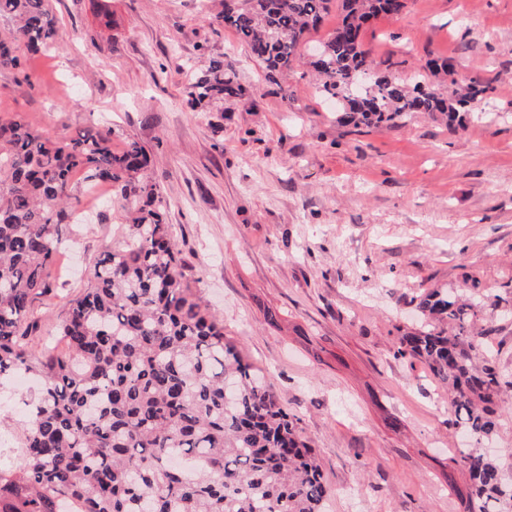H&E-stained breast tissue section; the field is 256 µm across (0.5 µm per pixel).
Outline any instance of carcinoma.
<instances>
[{
    "label": "carcinoma",
    "mask_w": 512,
    "mask_h": 512,
    "mask_svg": "<svg viewBox=\"0 0 512 512\" xmlns=\"http://www.w3.org/2000/svg\"><path fill=\"white\" fill-rule=\"evenodd\" d=\"M407 0H222L214 20L233 30L268 78L303 63L310 32L332 11L336 27L310 65L317 89L344 102L357 129L397 124L412 112L440 114L454 128L488 86L457 87L448 60L427 61L448 90L405 82L376 69L362 32L400 15ZM0 70L56 49L51 0H0ZM224 60L191 75L185 100L203 115L240 96ZM109 129L47 138L16 116L0 115V381L35 373L42 383L17 438L26 465L0 472V512H323L329 489L312 448L271 385L224 340V322L186 278L164 221L166 201L137 140L120 146ZM83 189L107 185L123 212V239L94 263L87 285L57 326L62 350L30 358L25 337L40 328L37 308L55 291L63 228L76 223ZM499 296L428 291L421 321L396 336L393 356L418 358L448 390L456 449L469 484L455 493L467 512H512L505 480L482 442L499 429L497 405L512 392L477 325L473 303Z\"/></svg>",
    "instance_id": "carcinoma-1"
}]
</instances>
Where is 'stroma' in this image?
I'll list each match as a JSON object with an SVG mask.
<instances>
[{
	"label": "stroma",
	"mask_w": 512,
	"mask_h": 512,
	"mask_svg": "<svg viewBox=\"0 0 512 512\" xmlns=\"http://www.w3.org/2000/svg\"><path fill=\"white\" fill-rule=\"evenodd\" d=\"M54 8L58 49L0 72V113L53 137L109 127L146 148L183 271L312 444L325 512H462L453 408L422 362L394 358L393 341L416 327L427 289L474 286L500 297L482 315L512 370V0H409L364 33L401 78L443 57L458 83H490L480 116L453 129L423 114L347 126L305 65L269 84L213 23L219 0ZM218 57L244 96L203 118L184 87ZM94 216L58 257L66 287L38 309L33 356L121 237L109 195Z\"/></svg>",
	"instance_id": "obj_1"
}]
</instances>
